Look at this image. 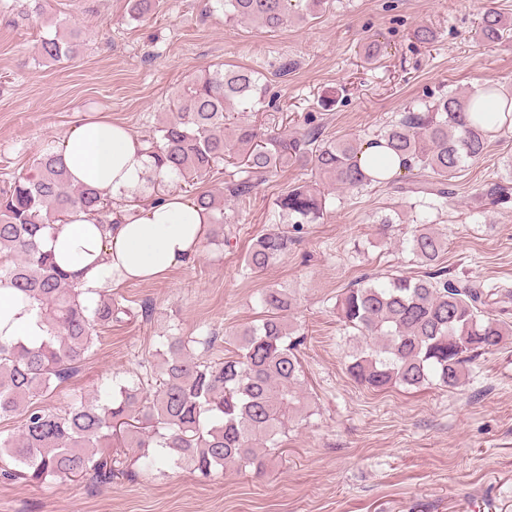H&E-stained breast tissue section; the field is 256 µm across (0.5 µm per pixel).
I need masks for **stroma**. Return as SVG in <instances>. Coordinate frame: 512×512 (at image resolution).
Returning a JSON list of instances; mask_svg holds the SVG:
<instances>
[{
  "label": "stroma",
  "instance_id": "obj_1",
  "mask_svg": "<svg viewBox=\"0 0 512 512\" xmlns=\"http://www.w3.org/2000/svg\"><path fill=\"white\" fill-rule=\"evenodd\" d=\"M18 0H0V190L54 148L77 113L97 112L138 136L160 127L177 91L224 63L262 71L277 110L236 105L235 121L262 133L301 132L320 117L326 140L365 142L405 108L487 81L512 91V41L476 35L481 0H333L318 19L274 32L225 20L213 0H159L144 22L130 20L128 0H45L42 16L22 18ZM82 32L77 53L42 60L51 24ZM422 25L437 34L419 43ZM382 52L368 61L363 48ZM333 98L321 107L322 98ZM301 176L296 166L271 175L248 198L224 210L222 246L203 245L188 266L154 282L113 285L133 309L102 331L78 373L46 400L60 409L74 397L100 400L140 364L158 361L163 336L191 340L203 359L230 351L232 334L258 323L259 295L283 288L299 347L305 413L288 424L263 473L234 466L202 478L162 464L99 483L93 476L33 486L0 478V512H512V339L468 365L455 390L426 385L377 391L346 369L353 346L336 302L344 289L395 271L426 269L409 251L417 220L447 240L449 278L512 289V200L491 206L481 192L512 187V128L453 178L438 212L392 184L325 189L327 212L304 225L287 256L252 273L243 258L255 237L279 230L274 203Z\"/></svg>",
  "mask_w": 512,
  "mask_h": 512
}]
</instances>
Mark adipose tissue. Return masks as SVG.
I'll list each match as a JSON object with an SVG mask.
<instances>
[{"label":"adipose tissue","instance_id":"ef3b65f1","mask_svg":"<svg viewBox=\"0 0 512 512\" xmlns=\"http://www.w3.org/2000/svg\"><path fill=\"white\" fill-rule=\"evenodd\" d=\"M56 154L71 181L97 189L118 202L109 228L78 212L59 231L46 232L43 245L72 273L78 288L91 292L104 279L152 282L190 265L198 256L211 215L180 192L140 200L142 177L152 160L131 129L107 117L77 118L58 141ZM40 342L44 331L36 302L0 284V335Z\"/></svg>","mask_w":512,"mask_h":512}]
</instances>
